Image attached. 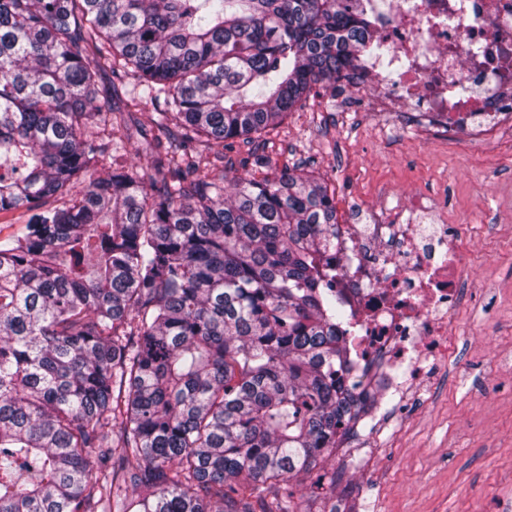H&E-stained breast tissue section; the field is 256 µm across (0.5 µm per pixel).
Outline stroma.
Listing matches in <instances>:
<instances>
[{
  "label": "stroma",
  "mask_w": 512,
  "mask_h": 512,
  "mask_svg": "<svg viewBox=\"0 0 512 512\" xmlns=\"http://www.w3.org/2000/svg\"><path fill=\"white\" fill-rule=\"evenodd\" d=\"M271 139L327 177L340 223L351 205L374 224L420 196L447 208L469 257L434 393L396 409L380 397V434L358 425L348 447L318 463L336 475L342 512H512V128L482 144L432 141L340 86L290 113Z\"/></svg>",
  "instance_id": "stroma-1"
}]
</instances>
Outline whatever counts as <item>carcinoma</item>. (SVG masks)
<instances>
[{"label": "carcinoma", "mask_w": 512, "mask_h": 512, "mask_svg": "<svg viewBox=\"0 0 512 512\" xmlns=\"http://www.w3.org/2000/svg\"><path fill=\"white\" fill-rule=\"evenodd\" d=\"M359 0H0V512H312L339 384L336 196L224 147L336 90ZM133 80L124 107L105 73ZM146 165H117L128 117ZM156 114L154 113L153 107L148 104L146 107H144L139 112L133 113V121L131 124V131L134 135L132 139V145L128 147V154L127 159L130 163L135 164H143L145 163V160L143 156L138 155L136 152V146H137V140L139 139L138 135L136 134V129H138L140 126H149L151 124V118H155ZM135 142V143H134Z\"/></svg>", "instance_id": "obj_1"}]
</instances>
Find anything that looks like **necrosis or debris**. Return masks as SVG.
Here are the masks:
<instances>
[{"instance_id": "obj_1", "label": "necrosis or debris", "mask_w": 512, "mask_h": 512, "mask_svg": "<svg viewBox=\"0 0 512 512\" xmlns=\"http://www.w3.org/2000/svg\"><path fill=\"white\" fill-rule=\"evenodd\" d=\"M379 53L345 83L445 140L512 127V0H361ZM334 292L356 328L343 382L386 380L396 403L426 395L453 350L468 257L448 216L410 199L384 224L336 227Z\"/></svg>"}]
</instances>
